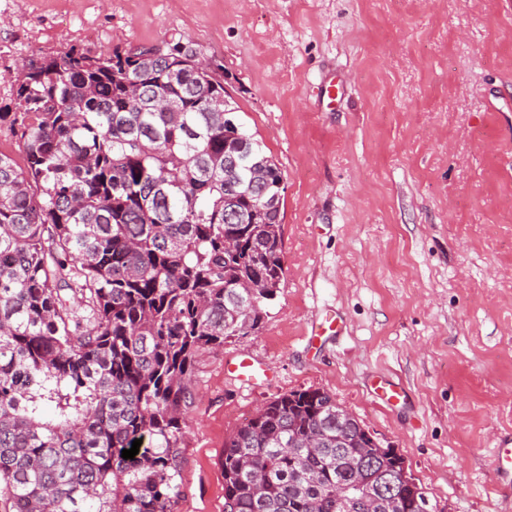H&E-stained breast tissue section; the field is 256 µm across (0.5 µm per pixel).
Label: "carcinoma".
Masks as SVG:
<instances>
[{
  "mask_svg": "<svg viewBox=\"0 0 512 512\" xmlns=\"http://www.w3.org/2000/svg\"><path fill=\"white\" fill-rule=\"evenodd\" d=\"M15 84L0 492L13 512H177L196 355L257 333L285 279L282 170L190 43L34 56ZM373 452L329 393L284 394L224 442V512H419L338 498Z\"/></svg>",
  "mask_w": 512,
  "mask_h": 512,
  "instance_id": "1",
  "label": "carcinoma"
}]
</instances>
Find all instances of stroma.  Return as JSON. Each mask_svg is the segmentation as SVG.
<instances>
[{"mask_svg": "<svg viewBox=\"0 0 512 512\" xmlns=\"http://www.w3.org/2000/svg\"><path fill=\"white\" fill-rule=\"evenodd\" d=\"M178 42L283 172L286 270L258 333L196 357L179 512H224L225 441L305 389L395 448L432 512H512L490 468L512 436V0H0V112L23 59ZM317 315L344 334L308 345ZM241 353L273 381L225 374ZM381 379L409 401H375Z\"/></svg>", "mask_w": 512, "mask_h": 512, "instance_id": "1", "label": "stroma"}]
</instances>
